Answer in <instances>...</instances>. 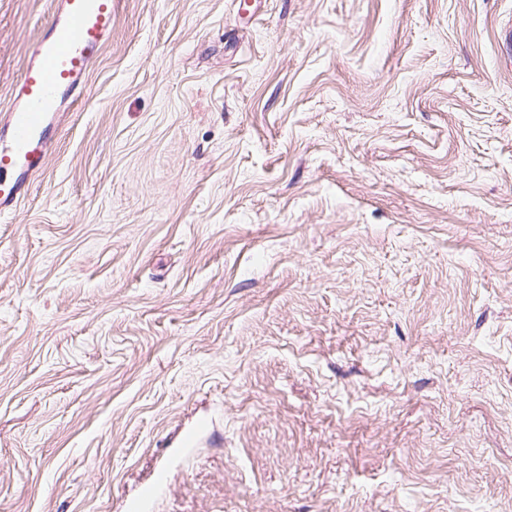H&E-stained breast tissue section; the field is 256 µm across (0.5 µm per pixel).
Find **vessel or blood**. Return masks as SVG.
I'll return each instance as SVG.
<instances>
[{
    "label": "vessel or blood",
    "mask_w": 512,
    "mask_h": 512,
    "mask_svg": "<svg viewBox=\"0 0 512 512\" xmlns=\"http://www.w3.org/2000/svg\"><path fill=\"white\" fill-rule=\"evenodd\" d=\"M112 35V0H54L51 19L28 49L6 112L0 113V213L14 210L44 170L71 100ZM166 483L157 473L129 505L144 512Z\"/></svg>",
    "instance_id": "b4317fda"
}]
</instances>
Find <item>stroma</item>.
<instances>
[{"label": "stroma", "instance_id": "1", "mask_svg": "<svg viewBox=\"0 0 512 512\" xmlns=\"http://www.w3.org/2000/svg\"><path fill=\"white\" fill-rule=\"evenodd\" d=\"M240 2L113 0L0 217V512H512V0ZM166 483V476L163 472L156 474L154 480L145 485L138 496V498L129 504V511L142 512L146 506L155 498L158 490Z\"/></svg>", "mask_w": 512, "mask_h": 512}]
</instances>
